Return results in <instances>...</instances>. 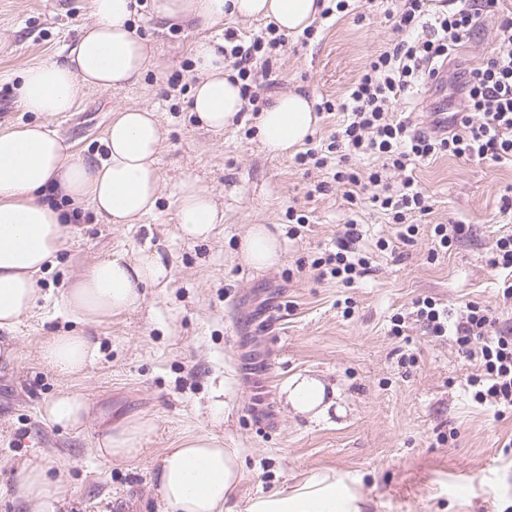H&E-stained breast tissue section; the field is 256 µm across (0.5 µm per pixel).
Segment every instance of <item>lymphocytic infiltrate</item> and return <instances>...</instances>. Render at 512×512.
<instances>
[{"instance_id":"lymphocytic-infiltrate-1","label":"lymphocytic infiltrate","mask_w":512,"mask_h":512,"mask_svg":"<svg viewBox=\"0 0 512 512\" xmlns=\"http://www.w3.org/2000/svg\"><path fill=\"white\" fill-rule=\"evenodd\" d=\"M388 17L394 18L401 38L372 55L346 95L318 104L321 112H341L345 119L326 141L299 152L298 163L334 167L344 189L348 214L334 248L315 259L320 277L352 287L371 270L357 243L362 202L398 224L401 238L419 233L417 217L429 214L428 197L408 174L410 161L448 155L473 162H512V11L500 0H391ZM497 19L496 46L461 77L457 103L447 117H433L427 130L395 115L393 106L413 98L431 77L454 59L485 16ZM286 39L274 24L247 38L226 35L224 63L235 71L242 98L252 112H262L261 86L255 66L269 67L273 53ZM355 156L375 157L381 169L362 171L350 165ZM402 172L396 186L384 183L385 171ZM421 322L432 336L453 337L459 351L476 362L477 374L468 380L473 401L512 411V323L499 322L488 308L475 302L459 312L432 297L413 301L409 314H395L393 335H401L406 318Z\"/></svg>"}]
</instances>
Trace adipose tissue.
Returning a JSON list of instances; mask_svg holds the SVG:
<instances>
[{"instance_id": "1", "label": "adipose tissue", "mask_w": 512, "mask_h": 512, "mask_svg": "<svg viewBox=\"0 0 512 512\" xmlns=\"http://www.w3.org/2000/svg\"><path fill=\"white\" fill-rule=\"evenodd\" d=\"M136 0H92V20L82 26L65 62L30 65L23 74L19 105L26 112L71 111L83 90L115 89L159 68L158 57L132 27ZM163 22L207 26L231 15L266 18L286 34L303 32L319 17L324 0H151ZM196 81L191 111L204 125H232L245 101L240 85L224 67L216 46L202 40L194 47ZM317 123L311 100L300 93L280 95L260 112L257 133L264 148L278 155L295 149ZM164 132L146 108L117 110L104 139L105 156L97 162L73 158L68 145L45 125L33 123L0 132V331H12L34 306L38 281L60 251L67 231V209L90 203L113 224H134L157 205L161 175L156 166ZM223 213L211 191L192 179L179 185L180 233L207 239ZM281 241L267 225H253L243 237L240 257L268 269L279 264ZM171 268L161 253L139 250L136 257L102 259L91 264L66 293V305L86 324L96 326L112 315L131 311L142 300V286L166 284ZM97 347L85 333L51 337L42 358L61 376L81 373ZM281 394L301 412L324 416L333 404L320 380L295 377ZM41 415L62 430L84 428L89 403L63 391L46 402ZM148 418L104 427L96 451L108 460H131L152 432ZM243 462L236 449L214 437L195 435L167 449L157 472V490L174 512H227L241 479ZM40 455L27 458L14 486L16 498L35 512H61L67 502L64 477H51ZM248 512H359L345 486L326 478L294 493L275 490L253 500Z\"/></svg>"}]
</instances>
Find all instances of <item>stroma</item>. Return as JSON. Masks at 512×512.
Here are the masks:
<instances>
[{"label":"stroma","instance_id":"obj_1","mask_svg":"<svg viewBox=\"0 0 512 512\" xmlns=\"http://www.w3.org/2000/svg\"><path fill=\"white\" fill-rule=\"evenodd\" d=\"M91 3L0 0V131L41 122L74 156L96 161L114 109L151 108L166 133L158 159L162 191L155 212L136 224L108 223L83 205L39 280L36 306L13 331L20 355L0 360V512H32L12 488L19 462L33 453L66 468L70 512H173L155 476L166 449L190 435L216 436L241 453L245 470L232 512H248L261 494L291 492L325 476L341 481L361 512H512V413L498 417L472 401L467 380L476 366L452 340L428 336L411 320L402 335L391 332L392 316L421 296L454 307L476 301L494 317H512L498 296L500 275L487 262L496 238L512 232V214L501 210L512 164L448 156L415 163L431 205L416 239L402 241L387 216L365 211L359 247L371 273L351 288L319 279L312 262L335 241L344 218L330 169L268 153L251 112L212 131L189 107L197 40L220 43L229 30L245 37L265 20L228 17L207 28L162 23L150 0H139L134 28L152 42L161 70L120 89L85 90L70 112L22 111L23 70L64 60L91 20ZM387 7L378 0L366 19L352 12L316 21L311 38L289 36L273 59L265 97L295 90L317 104L342 98L392 37ZM493 46L488 26L449 67L442 88L398 103L396 112L426 128L457 76ZM188 177L211 188L224 207L223 224L205 240L182 238L176 222L177 187ZM292 209L309 219L293 239ZM253 224L278 233L283 257L276 267L257 270L241 261L239 246ZM435 224L472 230L435 259ZM144 247L172 262L170 283L146 288L140 308L92 328L98 353L80 376L57 374L39 350L50 337L84 328L64 302L70 282L95 261L131 258ZM296 375L335 388L325 417L285 405L281 390ZM64 389L90 401L80 431L58 430L41 417L42 405ZM140 416L155 428L138 457L111 462L97 455L101 423Z\"/></svg>","mask_w":512,"mask_h":512}]
</instances>
